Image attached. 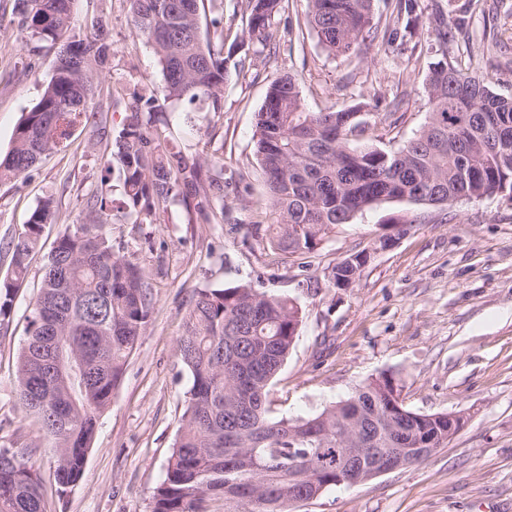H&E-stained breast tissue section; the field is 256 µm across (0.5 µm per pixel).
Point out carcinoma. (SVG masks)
Instances as JSON below:
<instances>
[{
    "mask_svg": "<svg viewBox=\"0 0 512 512\" xmlns=\"http://www.w3.org/2000/svg\"><path fill=\"white\" fill-rule=\"evenodd\" d=\"M131 23L162 67L161 92L145 86L126 106L122 128L112 138L111 157L122 187L120 213L130 224H163L171 205L192 199L208 224L224 210V162L219 155L189 161L158 114L168 101L203 102L222 112L224 81L232 52H224V0H209L212 18L202 26L204 0H127ZM372 0H306L307 23L319 44L334 55L357 50L375 37ZM248 13L245 35L267 44L283 0H241ZM22 27L56 47L54 76L37 105L16 128L0 160V181L32 172L41 157L85 126L102 107L95 81L103 74L110 45L107 20L94 15L87 33L72 32V0H16ZM433 34L442 47L455 30L441 13ZM429 120L400 151L352 144L364 128L347 109L311 112L299 79L271 81L256 113L253 141L269 202L268 244L289 255L313 249L330 227L347 223L373 205L407 200L453 205L459 198L512 197V96L478 77H462L440 59L426 75ZM55 218L46 197L27 229L9 243L16 278L38 245L42 227ZM111 208L105 198L87 201L80 223L55 242L29 317L30 333L18 362L22 403L39 418L59 459L61 490L81 477L101 412L136 348L151 314L144 271L112 251ZM368 249L331 269L363 271ZM15 285L0 286V317H7ZM300 322L288 298L250 284L193 294L178 353L193 377L169 460L166 479L154 491L151 512H210L214 499L231 512H293L289 501L319 497L337 485L336 470L358 461L359 444H337L340 423L351 418L363 438L394 446L448 435V414L407 408L388 377L369 382L319 415L293 420L271 415L269 387L293 347ZM63 344L85 363L67 381L52 372ZM37 449L0 448V512H45Z\"/></svg>",
    "mask_w": 512,
    "mask_h": 512,
    "instance_id": "obj_1",
    "label": "carcinoma"
}]
</instances>
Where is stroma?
Segmentation results:
<instances>
[{
	"mask_svg": "<svg viewBox=\"0 0 512 512\" xmlns=\"http://www.w3.org/2000/svg\"><path fill=\"white\" fill-rule=\"evenodd\" d=\"M418 4L407 26L396 20L395 0H372L374 23L395 25V33L333 58L307 24L305 0H284L265 45L244 41V9L239 0H224V40L237 45L241 73L224 86L222 116L191 111L185 102L166 103L162 112L188 159L222 151L224 219L198 223L192 205L178 203L162 224H113L112 249L145 271L152 311L99 418L82 478L62 491L53 443L18 396L28 316L47 256L58 236L79 223L86 198L120 199L117 174L107 162L130 94L163 85L156 56L134 32L126 0H73L76 31L92 13L108 22L111 57L100 85L106 94L101 121L77 128L28 179L0 183V284L12 277L8 242L24 232L39 201L50 196L57 205L56 221L43 226L0 325V448L16 442L36 448L46 512H151L192 385L177 350L190 300L201 289L248 283L290 298L301 311L294 345L270 386L273 416L314 417L386 375L412 410L464 418L448 447L421 464L352 488L329 487L295 512H512V199L463 198L447 209L378 204L331 227L313 250L290 257L272 250L257 229L268 204L254 116L276 77L296 75L312 112L375 96L383 103L404 97L396 125L384 122L381 108L360 117L365 132L359 145L390 153L427 123L425 79L440 58L460 61L465 73L512 95V65L494 47L498 41L512 46V15L491 17L480 0ZM436 8L460 28L444 52L431 34ZM19 20L15 0H0V157L50 81L56 55L49 43L22 31ZM242 196L249 208L239 205ZM383 237L393 238V245L375 250L356 283L333 287L332 267Z\"/></svg>",
	"mask_w": 512,
	"mask_h": 512,
	"instance_id": "1",
	"label": "stroma"
}]
</instances>
